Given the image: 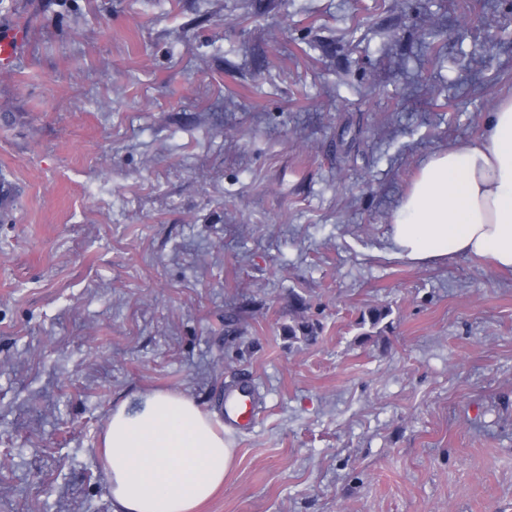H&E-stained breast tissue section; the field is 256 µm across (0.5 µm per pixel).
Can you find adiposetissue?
<instances>
[{"mask_svg":"<svg viewBox=\"0 0 512 512\" xmlns=\"http://www.w3.org/2000/svg\"><path fill=\"white\" fill-rule=\"evenodd\" d=\"M389 240L416 265L479 256L512 270V92L497 97L480 139L426 159L391 215ZM99 453L113 512H198L234 461L223 427L177 389L117 404Z\"/></svg>","mask_w":512,"mask_h":512,"instance_id":"adipose-tissue-1","label":"adipose tissue"}]
</instances>
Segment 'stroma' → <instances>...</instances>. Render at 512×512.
Returning a JSON list of instances; mask_svg holds the SVG:
<instances>
[{"label":"stroma","mask_w":512,"mask_h":512,"mask_svg":"<svg viewBox=\"0 0 512 512\" xmlns=\"http://www.w3.org/2000/svg\"><path fill=\"white\" fill-rule=\"evenodd\" d=\"M15 28L0 512H112L113 407L179 388L219 423L244 379L200 512H512V273L387 242L512 89V0H0ZM392 314V309L389 306L385 305H378V306H372L367 309L366 312H363L360 316V320L357 323L360 328H364L367 324L369 326V331L362 332L360 334L361 339H368L374 333L372 330L375 331L376 335H381L383 332H385L386 329H388L392 322H386L384 321ZM383 324V326H381ZM381 326V327H380ZM253 421L251 384L243 380L234 389L224 392V425L232 429H247Z\"/></svg>","instance_id":"obj_1"}]
</instances>
